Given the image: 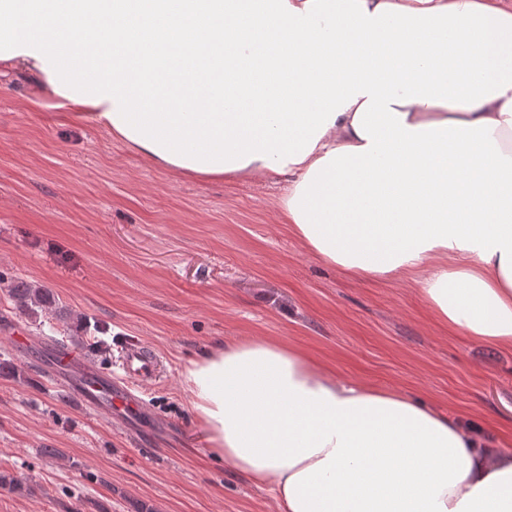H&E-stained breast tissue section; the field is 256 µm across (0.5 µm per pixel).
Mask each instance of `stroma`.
Listing matches in <instances>:
<instances>
[{
    "mask_svg": "<svg viewBox=\"0 0 512 512\" xmlns=\"http://www.w3.org/2000/svg\"><path fill=\"white\" fill-rule=\"evenodd\" d=\"M280 185L202 182L155 166L70 119L22 73L0 76V275L52 289L82 325L20 320L0 285V512H277L212 455L183 374L220 343H289L337 379L400 389L492 437L512 434V350L445 333L412 284L325 264L281 224ZM22 321L31 341L9 338ZM104 370L134 340L157 356L156 416L137 432L82 405L46 372L48 340ZM60 449L63 459L43 456Z\"/></svg>",
    "mask_w": 512,
    "mask_h": 512,
    "instance_id": "35a3bbf8",
    "label": "stroma"
}]
</instances>
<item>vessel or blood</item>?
<instances>
[{"label": "vessel or blood", "instance_id": "b4317fda", "mask_svg": "<svg viewBox=\"0 0 512 512\" xmlns=\"http://www.w3.org/2000/svg\"><path fill=\"white\" fill-rule=\"evenodd\" d=\"M123 362L119 371L100 375L86 358L67 347H58L54 354V372H69L80 380L75 391L81 401L92 408H100L102 397H109L111 405L123 410L127 417H148L149 411L135 393L136 387L153 381L157 358L145 346L136 342L121 347Z\"/></svg>", "mask_w": 512, "mask_h": 512}]
</instances>
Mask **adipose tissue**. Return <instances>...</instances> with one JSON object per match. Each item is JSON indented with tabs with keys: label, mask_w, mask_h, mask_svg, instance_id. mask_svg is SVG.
<instances>
[{
	"label": "adipose tissue",
	"mask_w": 512,
	"mask_h": 512,
	"mask_svg": "<svg viewBox=\"0 0 512 512\" xmlns=\"http://www.w3.org/2000/svg\"><path fill=\"white\" fill-rule=\"evenodd\" d=\"M0 69L167 170L284 179L309 252L512 349V0H0ZM184 382L278 512H512V448L292 345Z\"/></svg>",
	"instance_id": "adipose-tissue-1"
}]
</instances>
